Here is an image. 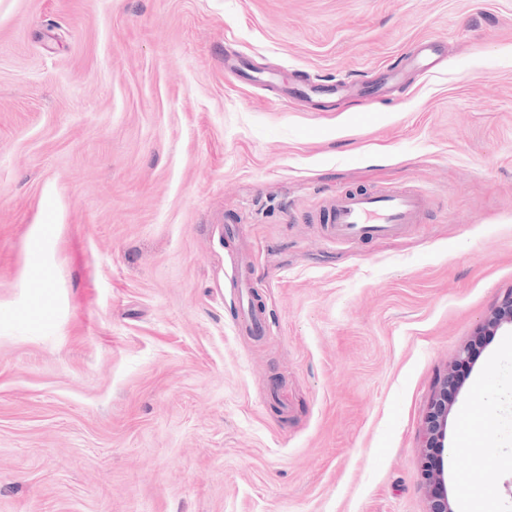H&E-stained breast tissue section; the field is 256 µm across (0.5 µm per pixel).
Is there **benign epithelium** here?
<instances>
[{
  "label": "benign epithelium",
  "instance_id": "7a95c632",
  "mask_svg": "<svg viewBox=\"0 0 512 512\" xmlns=\"http://www.w3.org/2000/svg\"><path fill=\"white\" fill-rule=\"evenodd\" d=\"M512 325V290L504 294L487 316L483 329L493 331L502 323ZM457 387L455 370L449 369L436 382L429 403L426 427L423 431L422 447L429 458L422 470L431 496L430 512H453L445 491L443 453L448 425V393Z\"/></svg>",
  "mask_w": 512,
  "mask_h": 512
}]
</instances>
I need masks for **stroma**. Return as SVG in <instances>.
Listing matches in <instances>:
<instances>
[{"label": "stroma", "instance_id": "stroma-1", "mask_svg": "<svg viewBox=\"0 0 512 512\" xmlns=\"http://www.w3.org/2000/svg\"><path fill=\"white\" fill-rule=\"evenodd\" d=\"M382 186L423 222L325 238ZM509 289L512 0H0V512H429L452 367L448 502L512 512ZM440 52V42L429 38L422 40L416 50L407 55L406 66L420 70L422 73L436 69ZM405 71L402 68H387L382 75V81L372 87H364V96L373 98L376 101L386 99L382 96L390 87H400L404 83ZM325 232L336 243L397 237L419 224L429 209L426 196L412 189L336 192L327 198ZM249 288V280L242 276L239 282L238 300L243 310V326L247 333L249 332L252 335L260 336L265 331L266 321L264 316L253 307L249 300L245 302V299L250 293ZM504 322L512 325V289L497 302L487 316L482 328L493 332ZM454 369L440 375L429 403L426 427L423 431L422 448L429 456L422 470V477L428 485L431 496L430 512H453L445 491L443 453L448 425V393L457 387Z\"/></svg>", "mask_w": 512, "mask_h": 512}]
</instances>
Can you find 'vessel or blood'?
<instances>
[{"mask_svg":"<svg viewBox=\"0 0 512 512\" xmlns=\"http://www.w3.org/2000/svg\"><path fill=\"white\" fill-rule=\"evenodd\" d=\"M439 52L437 39L422 40L416 50L407 55L405 68L385 69L381 82L365 88V96L378 100L388 88L402 86L406 68L424 73L435 70ZM428 208L426 196L407 188L339 192L326 200L325 232L330 240L339 243L397 237L410 225L421 223ZM249 288L248 279H241L238 297L242 301L243 326L247 332L259 336L265 331L266 321L248 302Z\"/></svg>","mask_w":512,"mask_h":512,"instance_id":"1","label":"vessel or blood"}]
</instances>
